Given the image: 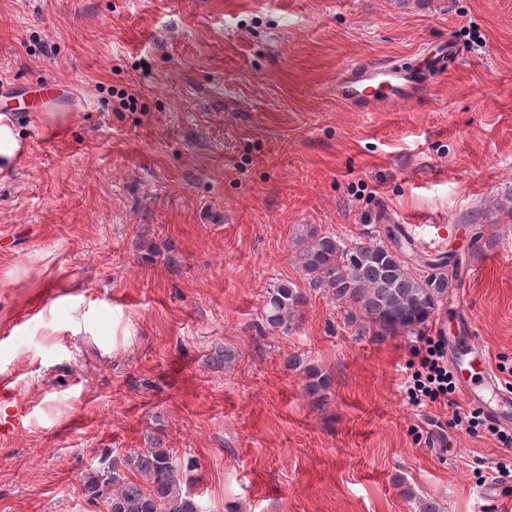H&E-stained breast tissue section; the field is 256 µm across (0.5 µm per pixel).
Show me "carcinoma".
<instances>
[{"instance_id":"carcinoma-1","label":"carcinoma","mask_w":512,"mask_h":512,"mask_svg":"<svg viewBox=\"0 0 512 512\" xmlns=\"http://www.w3.org/2000/svg\"><path fill=\"white\" fill-rule=\"evenodd\" d=\"M389 238V245L343 241L303 224L294 241L293 261L309 287L336 301L349 324L377 338L420 332L447 292L448 275H457L454 261L429 263L428 272L418 268L399 237ZM305 304L297 284L275 283L266 291L261 317L271 329L288 331L298 325ZM304 373L305 393L326 405L329 377L315 367ZM182 477L173 451L157 440L142 451L87 466L82 485L108 512H203L196 496L181 489Z\"/></svg>"}]
</instances>
